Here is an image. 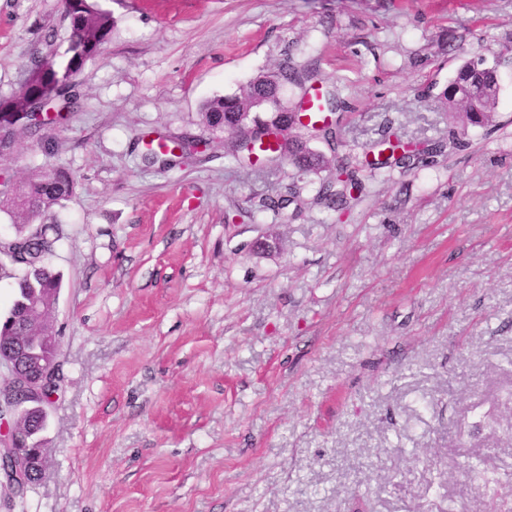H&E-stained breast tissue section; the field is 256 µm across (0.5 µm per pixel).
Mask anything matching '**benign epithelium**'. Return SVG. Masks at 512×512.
Here are the masks:
<instances>
[{"instance_id":"7a95c632","label":"benign epithelium","mask_w":512,"mask_h":512,"mask_svg":"<svg viewBox=\"0 0 512 512\" xmlns=\"http://www.w3.org/2000/svg\"><path fill=\"white\" fill-rule=\"evenodd\" d=\"M29 112L53 113L55 109L49 104L36 105L23 91L17 93L9 109L0 113V140L9 123ZM41 314V303L32 301L28 317L13 337L12 350L6 358H0V374L6 376V383L0 384V415L8 414L19 422L33 410L39 414L36 427L15 425L0 433V478L14 494L23 493L44 474L42 433L52 404L44 398V391L60 380L59 361H46L39 352L42 346L57 345L56 337L33 335Z\"/></svg>"}]
</instances>
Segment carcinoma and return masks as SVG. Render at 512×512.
<instances>
[{"instance_id":"cac0c4a2","label":"carcinoma","mask_w":512,"mask_h":512,"mask_svg":"<svg viewBox=\"0 0 512 512\" xmlns=\"http://www.w3.org/2000/svg\"><path fill=\"white\" fill-rule=\"evenodd\" d=\"M63 12L69 20L70 41L65 51L67 60L37 57L28 71L36 77L25 84L27 93L41 98L58 84L67 87L62 101L69 107L77 98L75 85L65 81L66 75L79 71L84 63L95 56L107 40L112 29V16L102 10L96 0H62ZM291 76V84L302 90V95L290 108L280 101L279 93L284 85V74ZM320 81L317 62L311 61L300 67L285 65L272 75L254 79L239 94L217 96L203 105L202 117L207 126L222 129L234 136L229 154L239 163L251 161L250 155L265 164L288 162L299 174H318L329 167L325 154L310 146L318 136L335 138L337 130L326 122L327 113L341 107V101L329 93L316 97L317 111L310 112L308 86ZM441 97L446 105L464 114V123L482 126L489 122L491 112L497 106V72L486 66L480 56L463 63L448 82ZM192 147L178 136L159 138V149L146 151L143 159L149 164L162 161L174 165ZM388 152L386 160L369 156L357 164L336 161L335 173L322 180L316 200L339 210H347L365 196L366 180H375L395 168L410 166L416 156L412 146L400 138L392 139L384 134L372 146V154ZM73 181L62 167H45L20 181L13 192L0 193V212L6 213L16 229L13 248L18 257L16 287L11 307L0 314V352L3 353L16 335L15 326L27 314V302L39 296L44 312L52 310L60 288L59 276L54 273L50 259L59 241L58 226L48 220L54 208L63 205L71 195Z\"/></svg>"}]
</instances>
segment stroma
<instances>
[{
	"label": "stroma",
	"mask_w": 512,
	"mask_h": 512,
	"mask_svg": "<svg viewBox=\"0 0 512 512\" xmlns=\"http://www.w3.org/2000/svg\"><path fill=\"white\" fill-rule=\"evenodd\" d=\"M98 3L66 120L0 156L75 182L46 473L0 512H512V0ZM69 39L61 0H0V99ZM478 51L498 105L467 127L441 93ZM314 58L343 103L314 149L353 162L387 126L442 154L346 214L236 162L205 101ZM152 132L207 148L148 165Z\"/></svg>",
	"instance_id": "35a3bbf8"
}]
</instances>
